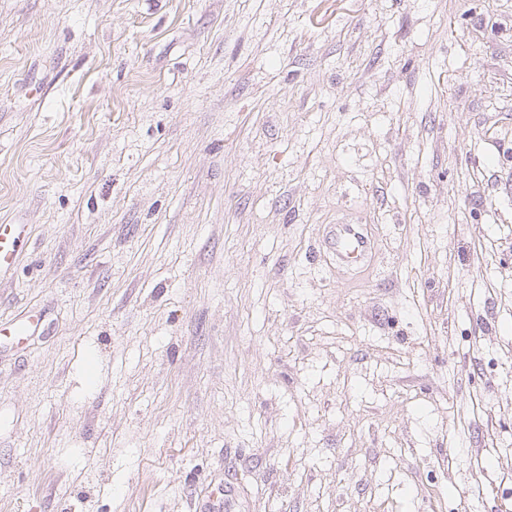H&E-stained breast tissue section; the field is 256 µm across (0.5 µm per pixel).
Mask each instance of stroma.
I'll return each instance as SVG.
<instances>
[{"label":"stroma","instance_id":"stroma-1","mask_svg":"<svg viewBox=\"0 0 512 512\" xmlns=\"http://www.w3.org/2000/svg\"><path fill=\"white\" fill-rule=\"evenodd\" d=\"M0 224V512L512 495V0H0ZM326 246L344 267H355L363 263L372 253L373 243L366 235L363 225L350 219H340L331 224ZM26 237L25 224H0V274L6 273Z\"/></svg>","mask_w":512,"mask_h":512}]
</instances>
